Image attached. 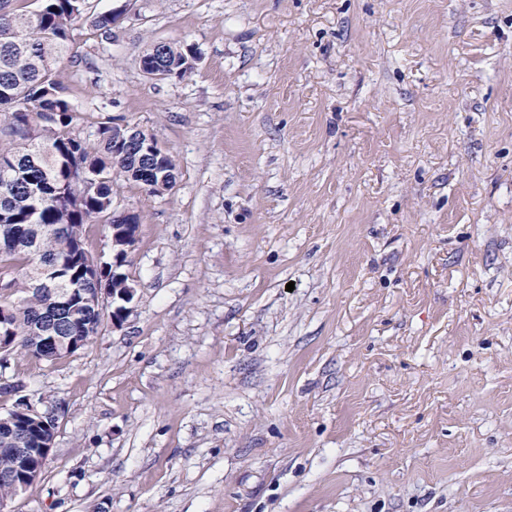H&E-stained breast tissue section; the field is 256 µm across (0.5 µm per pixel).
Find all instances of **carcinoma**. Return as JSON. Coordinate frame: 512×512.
I'll return each mask as SVG.
<instances>
[{
	"label": "carcinoma",
	"mask_w": 512,
	"mask_h": 512,
	"mask_svg": "<svg viewBox=\"0 0 512 512\" xmlns=\"http://www.w3.org/2000/svg\"><path fill=\"white\" fill-rule=\"evenodd\" d=\"M0 0V272L13 268L22 277L7 279L0 290V334L8 337V353L43 359L45 328L39 319L57 320L63 335L74 337L62 359L89 345L101 329L98 311L85 304L95 284L122 288L130 252L107 255L95 276L86 265L84 229L103 221L128 237L135 236L139 216L112 221V200L121 180L136 183L150 197L176 185L177 166L159 144L108 117L89 142L74 132L76 114L58 80L61 63L73 57L72 26L85 14L86 0ZM197 56L178 43L153 44L141 55L150 78L184 77ZM95 191L74 202L75 187L84 180ZM63 288L61 296L38 289V281ZM46 435L41 423L16 415L0 424V503L19 494L4 476L15 471L11 437L24 448H38Z\"/></svg>",
	"instance_id": "cac0c4a2"
}]
</instances>
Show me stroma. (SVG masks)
Returning <instances> with one entry per match:
<instances>
[{
	"mask_svg": "<svg viewBox=\"0 0 512 512\" xmlns=\"http://www.w3.org/2000/svg\"><path fill=\"white\" fill-rule=\"evenodd\" d=\"M71 40L80 136L178 179L114 196L122 329L0 366L59 415L7 512H512V0H89ZM197 59L195 52L189 46L178 43H159L143 51L140 66L142 63L143 73L150 78L184 77L194 69Z\"/></svg>",
	"mask_w": 512,
	"mask_h": 512,
	"instance_id": "35a3bbf8",
	"label": "stroma"
}]
</instances>
